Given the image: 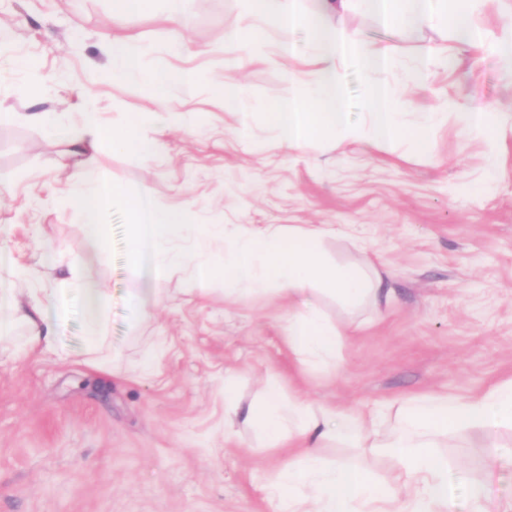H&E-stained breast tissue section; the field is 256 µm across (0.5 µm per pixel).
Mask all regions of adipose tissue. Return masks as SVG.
<instances>
[{"label":"adipose tissue","mask_w":512,"mask_h":512,"mask_svg":"<svg viewBox=\"0 0 512 512\" xmlns=\"http://www.w3.org/2000/svg\"><path fill=\"white\" fill-rule=\"evenodd\" d=\"M244 26L229 38L241 58L280 67L283 88L269 105V118L282 144L289 149L323 134L372 148L402 137L421 151H429L434 124L454 120L469 133L491 131V114L450 100L421 123L405 124L394 91L385 85L365 83L362 96L370 110L365 124L353 123L344 112V87L340 66L354 61L366 73L393 63L390 47L365 40L358 30L339 24L337 16L362 8L384 25L409 34L424 26L447 31L458 44L476 54L497 57L512 78V33L496 36L483 29L479 17L490 0H240ZM306 29L315 51L306 68L294 67V33ZM274 32L268 43L266 32ZM149 49L131 38H113L108 46L113 79H137L151 86L164 83V69H144ZM116 149L151 152L152 141L140 135L137 117H130L118 132L101 124L96 113H84L75 136L65 139L66 154L77 157L71 174L66 205L83 218L87 238H98L97 212L117 193L103 183L92 166L104 142ZM131 247L129 262L141 279L132 299L138 310L160 303L158 283L171 265L190 262L193 279L202 286L218 276L248 286L250 293L268 291L285 296L294 308L285 325L291 352L303 363H328L336 358L341 336L324 317L323 297L336 298L357 310L390 304L392 290L383 277H369L354 267L327 265L316 245L324 230L314 224L282 231L241 228L229 240L222 264L208 256L212 240L223 237L220 224H196L184 209L154 207L150 191H142L129 208ZM193 239V252L175 250V243ZM67 291L55 289L53 297L21 292L12 282L0 287V356L19 353H60L59 330L67 319L63 302ZM227 418H243L258 426L270 447H287L288 461L268 484L273 512H394L400 491H407L404 512H454L448 487V459L440 448L448 437L466 438L477 430L512 428V382L470 401L444 395L421 396L406 401L396 412L395 431L380 430L388 416L379 409L364 415L330 405L317 407L286 395L277 382H269L262 398L248 407L224 399ZM355 452L370 450L392 466V477L378 481L351 459L326 461L329 446Z\"/></svg>","instance_id":"adipose-tissue-1"}]
</instances>
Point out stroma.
I'll return each mask as SVG.
<instances>
[{
	"label": "stroma",
	"mask_w": 512,
	"mask_h": 512,
	"mask_svg": "<svg viewBox=\"0 0 512 512\" xmlns=\"http://www.w3.org/2000/svg\"><path fill=\"white\" fill-rule=\"evenodd\" d=\"M175 27L164 0L131 22L112 0H0V252L37 269L22 288H58L75 278L107 288L102 324L115 369L90 367V319L81 295L65 298L61 339L67 357L33 354L0 361V512H272L266 487L285 456L260 430L224 423V397L259 400L267 382L312 404L371 412L424 393L459 400L512 380V79L495 57L457 46L426 85L405 79L439 34L403 35L363 10L344 16L368 41L388 45L392 69L342 66L346 109L366 111L361 86L390 84L406 121L447 99L494 112L493 141L446 122L430 151L409 141L368 148L323 136L301 149L280 145L267 104L281 87L276 67L239 59L228 37L243 24L238 0H185ZM136 36L154 46L146 68L165 84L113 81L106 38ZM182 50L171 51L175 38ZM37 59L42 85L23 89ZM199 76L183 94L180 77ZM242 84L245 114L225 111L217 89ZM179 112L172 128L161 113ZM52 112L56 134L22 121ZM98 113L109 128L140 117L157 154L113 150L94 159L120 194L101 211L103 236L91 244L63 204L73 158L60 141ZM150 188L158 206L190 210L199 224L260 231L317 224L329 264L378 272L394 289L384 315L351 312L323 299L342 340L335 362L300 363L285 338L288 301L280 295H225L219 277L193 290L192 269L161 278L163 301L137 314L139 282L128 261L127 202ZM102 261L88 262L92 250ZM448 469L484 484L493 512L512 506V431L449 442Z\"/></svg>",
	"instance_id": "obj_1"
}]
</instances>
